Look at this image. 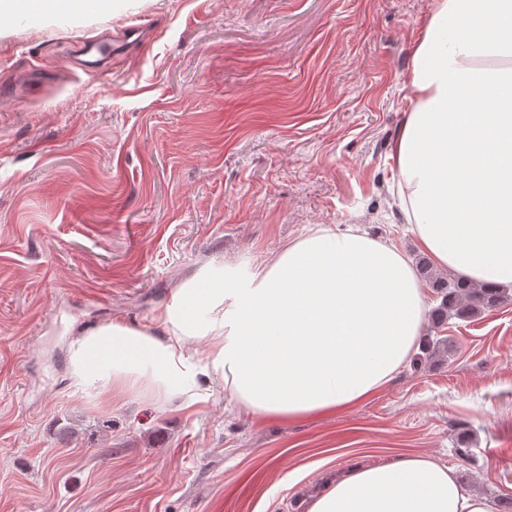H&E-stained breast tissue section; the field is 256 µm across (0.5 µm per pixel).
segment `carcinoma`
<instances>
[{
    "label": "carcinoma",
    "instance_id": "carcinoma-1",
    "mask_svg": "<svg viewBox=\"0 0 512 512\" xmlns=\"http://www.w3.org/2000/svg\"><path fill=\"white\" fill-rule=\"evenodd\" d=\"M418 267L421 275L427 279L441 296L439 306L434 310L436 323L450 318H474L489 312L503 302L504 294L500 288H491L474 283L464 277H451L436 272L428 261L420 259ZM445 340L426 336L422 343V354L414 358V364L422 366L440 354Z\"/></svg>",
    "mask_w": 512,
    "mask_h": 512
}]
</instances>
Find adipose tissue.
Returning a JSON list of instances; mask_svg holds the SVG:
<instances>
[{
	"mask_svg": "<svg viewBox=\"0 0 512 512\" xmlns=\"http://www.w3.org/2000/svg\"><path fill=\"white\" fill-rule=\"evenodd\" d=\"M512 0H437L405 77L411 108L390 158L402 210L438 265L512 285ZM409 258L353 229L316 227L261 261L215 260L158 314L164 338L122 320L69 344L76 390L208 401L223 382L266 420L354 407L423 336ZM206 353H198L197 343ZM309 512H491L451 467L421 456L356 466Z\"/></svg>",
	"mask_w": 512,
	"mask_h": 512,
	"instance_id": "1",
	"label": "adipose tissue"
}]
</instances>
